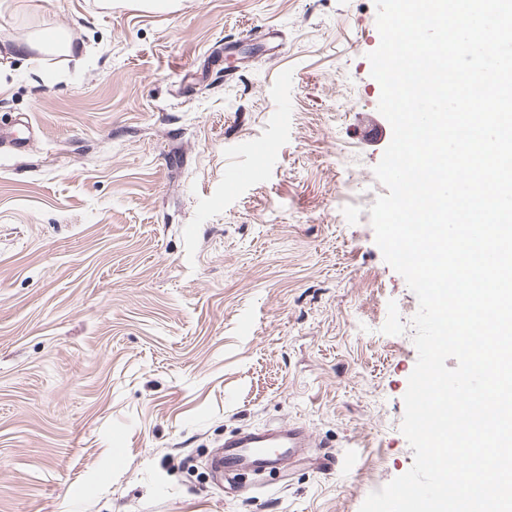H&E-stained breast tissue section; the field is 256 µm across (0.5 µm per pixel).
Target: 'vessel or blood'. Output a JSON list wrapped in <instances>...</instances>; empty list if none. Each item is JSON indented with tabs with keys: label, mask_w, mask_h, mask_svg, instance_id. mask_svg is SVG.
<instances>
[{
	"label": "vessel or blood",
	"mask_w": 512,
	"mask_h": 512,
	"mask_svg": "<svg viewBox=\"0 0 512 512\" xmlns=\"http://www.w3.org/2000/svg\"><path fill=\"white\" fill-rule=\"evenodd\" d=\"M309 460L323 473L345 468L343 456L323 452L305 427L278 424L241 429L225 436L212 455V468L224 480L225 499L233 500L239 490Z\"/></svg>",
	"instance_id": "b4317fda"
}]
</instances>
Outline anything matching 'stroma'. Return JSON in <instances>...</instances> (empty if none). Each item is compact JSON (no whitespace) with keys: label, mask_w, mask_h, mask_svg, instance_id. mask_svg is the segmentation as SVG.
Masks as SVG:
<instances>
[{"label":"stroma","mask_w":512,"mask_h":512,"mask_svg":"<svg viewBox=\"0 0 512 512\" xmlns=\"http://www.w3.org/2000/svg\"><path fill=\"white\" fill-rule=\"evenodd\" d=\"M57 29L80 53L15 54ZM379 43L375 0H0V512H359L411 468ZM288 422L346 470L225 501L210 452Z\"/></svg>","instance_id":"stroma-1"}]
</instances>
